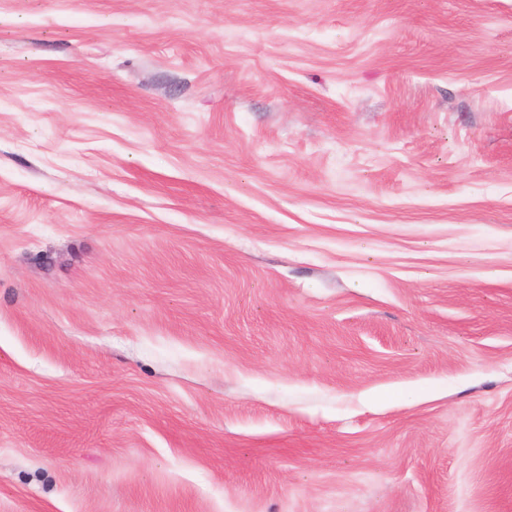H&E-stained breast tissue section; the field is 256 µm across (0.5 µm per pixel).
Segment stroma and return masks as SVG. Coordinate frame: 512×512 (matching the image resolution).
Wrapping results in <instances>:
<instances>
[{
	"label": "stroma",
	"mask_w": 512,
	"mask_h": 512,
	"mask_svg": "<svg viewBox=\"0 0 512 512\" xmlns=\"http://www.w3.org/2000/svg\"><path fill=\"white\" fill-rule=\"evenodd\" d=\"M0 512H512V0H0Z\"/></svg>",
	"instance_id": "35a3bbf8"
}]
</instances>
